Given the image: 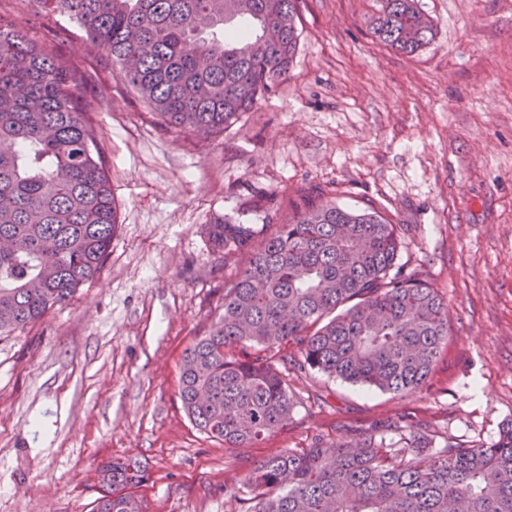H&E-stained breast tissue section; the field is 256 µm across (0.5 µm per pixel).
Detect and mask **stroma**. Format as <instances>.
<instances>
[{"label": "stroma", "mask_w": 512, "mask_h": 512, "mask_svg": "<svg viewBox=\"0 0 512 512\" xmlns=\"http://www.w3.org/2000/svg\"><path fill=\"white\" fill-rule=\"evenodd\" d=\"M419 5L435 37L406 55L370 31L379 0H300L284 79L205 139L155 123L75 24L0 0L85 73L80 96L118 205L101 274L0 337V512H92L98 466L126 458L150 470L147 512H229L225 490L290 448L404 413L465 444L494 442L512 422V0ZM314 187L388 208L401 263L448 306V346L415 393L290 375L288 425L257 447H225L179 399L182 356L220 320L230 277L203 228L227 213L256 222L260 193Z\"/></svg>", "instance_id": "stroma-1"}]
</instances>
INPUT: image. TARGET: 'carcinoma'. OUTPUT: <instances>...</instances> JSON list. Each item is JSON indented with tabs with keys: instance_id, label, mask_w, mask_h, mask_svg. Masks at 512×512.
Listing matches in <instances>:
<instances>
[{
	"instance_id": "obj_1",
	"label": "carcinoma",
	"mask_w": 512,
	"mask_h": 512,
	"mask_svg": "<svg viewBox=\"0 0 512 512\" xmlns=\"http://www.w3.org/2000/svg\"><path fill=\"white\" fill-rule=\"evenodd\" d=\"M63 16L110 54L112 73L162 125L216 135L253 110L297 51L300 0H26ZM269 23L282 24L275 44ZM373 35L413 54L435 36L418 0H382ZM77 66L0 14V336L72 299L100 275L118 209L79 96ZM321 191L288 217L231 215L206 236L224 263V316L186 349L180 400L193 424L230 448H252L287 424L291 371H315L397 394L423 388L448 346V308L397 264L388 210L344 207ZM298 353H281L284 343ZM256 353L236 358L228 347ZM95 512H131L148 482L137 459L109 462ZM227 500L244 512H512V424L490 445L442 437L403 414L378 434L256 461Z\"/></svg>"
}]
</instances>
